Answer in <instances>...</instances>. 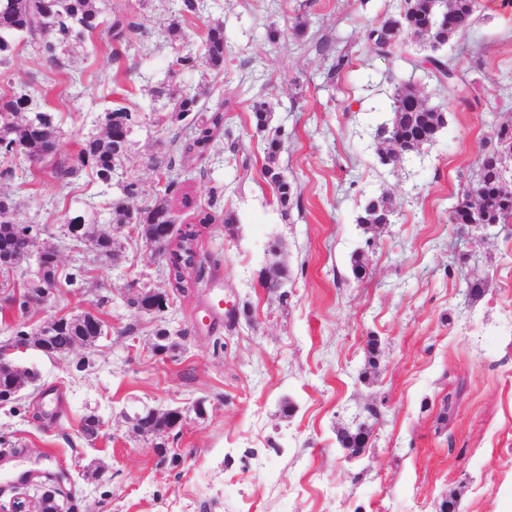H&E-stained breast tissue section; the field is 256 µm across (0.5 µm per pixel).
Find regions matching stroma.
Listing matches in <instances>:
<instances>
[{
	"label": "stroma",
	"mask_w": 512,
	"mask_h": 512,
	"mask_svg": "<svg viewBox=\"0 0 512 512\" xmlns=\"http://www.w3.org/2000/svg\"><path fill=\"white\" fill-rule=\"evenodd\" d=\"M143 29L132 46L86 42L51 65L25 45L0 65V90L34 82L41 106L61 132L53 164L25 165L0 185L17 203L16 219L34 225L37 246H56L61 267L83 266L82 289L56 285L46 306L0 303V351L38 372L16 400L0 405V439L17 452L0 457V499L32 473H67L76 512H512V224L450 223L458 195L478 178L477 157L512 118V0H478L466 39L441 50L461 71L468 93L455 94L422 71L368 53L367 26L396 14L400 0H208L206 14L182 18L199 44L208 20L224 23V72L170 78L174 50L163 38L171 0H125ZM303 39L289 36L296 15ZM275 25L285 36L266 40ZM331 41L350 58L336 80L316 49ZM82 86L72 91L70 76ZM411 81L447 125L403 166L380 164L375 129L390 114L398 84ZM204 85L209 108L223 107L224 137L206 158L171 155L172 123L163 86ZM265 89L279 163L297 184L298 204L282 208L262 176L264 138L249 99ZM139 111L131 151L103 186L90 169L58 182L54 164L73 165L107 110ZM174 161L189 177L193 208L174 211L172 239L196 224L197 209L216 220L196 224L200 266L188 293L150 315L129 299L169 287L166 261L125 224H100L116 260L70 249L67 212L93 203L109 215L125 181L146 192L156 162ZM388 191L397 206L378 232L355 218ZM137 198V205L147 199ZM237 218L225 227V211ZM364 253L363 279L351 257ZM284 271L287 299L268 293L263 271ZM483 284L472 296L467 284ZM238 309L234 327L217 298ZM89 311L104 324L96 347L49 355L11 351L15 327L34 331L55 316ZM172 347L156 354L158 329ZM379 364L366 371L369 341ZM457 393L448 424L435 418ZM146 408L179 409L181 425L164 440L179 457L157 466L158 439L132 428ZM102 428L85 437L82 422ZM370 425L363 453L349 457L337 435Z\"/></svg>",
	"instance_id": "stroma-1"
}]
</instances>
